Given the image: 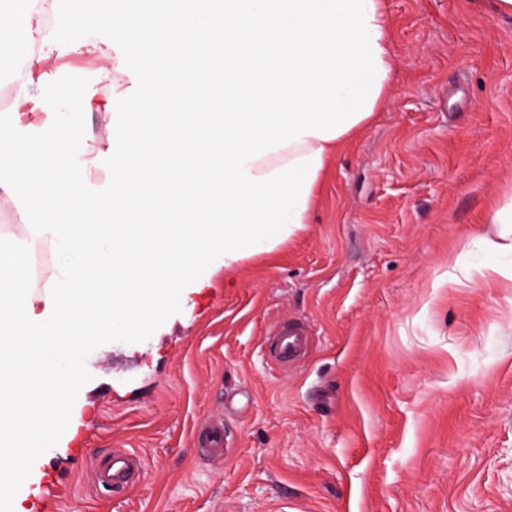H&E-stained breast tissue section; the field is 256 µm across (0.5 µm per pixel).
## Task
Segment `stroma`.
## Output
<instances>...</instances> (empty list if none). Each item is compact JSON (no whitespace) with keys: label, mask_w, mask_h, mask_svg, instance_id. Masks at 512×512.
<instances>
[{"label":"stroma","mask_w":512,"mask_h":512,"mask_svg":"<svg viewBox=\"0 0 512 512\" xmlns=\"http://www.w3.org/2000/svg\"><path fill=\"white\" fill-rule=\"evenodd\" d=\"M395 77L370 126L342 144L311 222L273 253L225 267L216 252L148 329L72 352L67 420L34 441L0 512H512V281L448 275L510 265L478 237L512 191V14L496 0H386ZM53 55L0 93L38 97L42 73L98 101L122 47L75 28L51 0ZM53 110L78 127L85 191L111 192L112 115ZM310 332L273 361L282 322ZM224 416L223 461L194 448ZM137 452L125 492L96 489L93 457Z\"/></svg>","instance_id":"1"}]
</instances>
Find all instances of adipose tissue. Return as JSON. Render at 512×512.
I'll return each mask as SVG.
<instances>
[{"label": "adipose tissue", "instance_id": "adipose-tissue-1", "mask_svg": "<svg viewBox=\"0 0 512 512\" xmlns=\"http://www.w3.org/2000/svg\"><path fill=\"white\" fill-rule=\"evenodd\" d=\"M75 27L110 26L111 222L69 161L79 129L0 115V164L25 237L51 239L80 263L55 270L35 310L22 245L0 247V499L28 472L24 445L62 419L76 382L53 375L50 345L135 334L199 265L269 253L311 219L340 144L386 97L393 52L385 0H106L72 10ZM34 44L31 7L0 14V58ZM92 219L66 223L74 201ZM480 245L512 255V194Z\"/></svg>", "mask_w": 512, "mask_h": 512}]
</instances>
